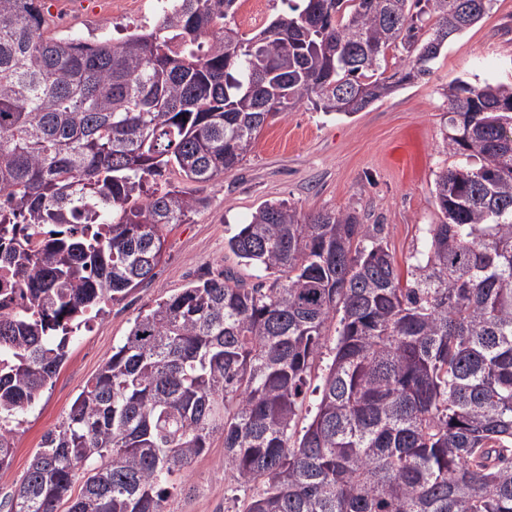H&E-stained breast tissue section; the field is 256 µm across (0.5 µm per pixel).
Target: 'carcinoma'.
I'll list each match as a JSON object with an SVG mask.
<instances>
[{
  "label": "carcinoma",
  "mask_w": 512,
  "mask_h": 512,
  "mask_svg": "<svg viewBox=\"0 0 512 512\" xmlns=\"http://www.w3.org/2000/svg\"><path fill=\"white\" fill-rule=\"evenodd\" d=\"M282 2L251 38L238 0H168L153 28L89 43L44 36L42 0H0V469L73 334L154 276L166 226L202 204L150 180L216 182L306 103L365 110L496 0ZM390 52L408 63L389 75ZM446 97L462 161L436 175L410 284L355 213L262 204L228 248L264 275L207 273L139 314L9 512H165L216 434L234 481L263 485L242 512H512V86Z\"/></svg>",
  "instance_id": "obj_1"
}]
</instances>
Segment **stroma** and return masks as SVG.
<instances>
[{"mask_svg":"<svg viewBox=\"0 0 512 512\" xmlns=\"http://www.w3.org/2000/svg\"><path fill=\"white\" fill-rule=\"evenodd\" d=\"M51 10L48 34L85 42L118 40L134 26L153 28L156 0H90L82 9L67 0H44ZM425 79L403 85L351 116L326 114L311 105L275 118L264 127L246 159L219 182L187 184L168 169L166 184L191 187L202 205L187 223L165 230L163 257L150 281L108 305L69 344L66 362L22 417L9 466L0 470V505L9 506L45 435L63 425L75 399L119 345L135 317L185 288L206 272L229 270L248 283L258 269L244 265L227 242L265 202L285 201L303 213L353 212L381 236L400 272L425 246L428 225L438 223L434 199L437 172L457 164L442 147L444 92L456 79L474 84L512 83V0L454 39ZM166 512H239L249 495L224 470V439L176 477Z\"/></svg>","mask_w":512,"mask_h":512,"instance_id":"1","label":"stroma"}]
</instances>
